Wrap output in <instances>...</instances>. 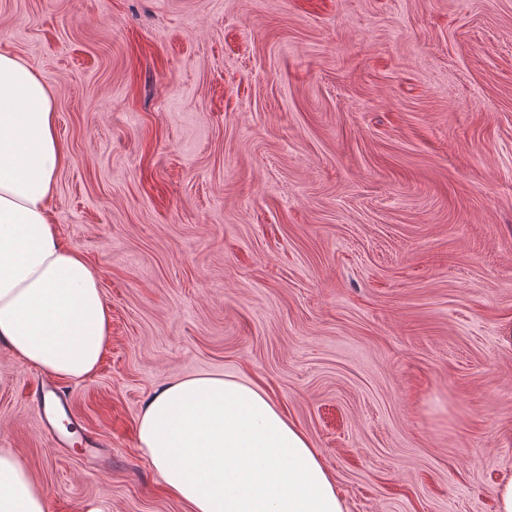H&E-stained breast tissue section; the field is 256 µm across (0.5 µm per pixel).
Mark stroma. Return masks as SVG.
I'll return each mask as SVG.
<instances>
[{
  "label": "stroma",
  "mask_w": 512,
  "mask_h": 512,
  "mask_svg": "<svg viewBox=\"0 0 512 512\" xmlns=\"http://www.w3.org/2000/svg\"><path fill=\"white\" fill-rule=\"evenodd\" d=\"M48 84L49 201L112 314L53 446L0 346V448L46 512H187L137 442L153 393L263 388L345 512H494L512 473V0H0ZM495 512H512V473L504 474L492 488Z\"/></svg>",
  "instance_id": "35a3bbf8"
}]
</instances>
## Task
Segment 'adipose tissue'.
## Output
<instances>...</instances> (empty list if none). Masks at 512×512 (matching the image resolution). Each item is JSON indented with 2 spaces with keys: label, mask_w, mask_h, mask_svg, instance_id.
Returning a JSON list of instances; mask_svg holds the SVG:
<instances>
[{
  "label": "adipose tissue",
  "mask_w": 512,
  "mask_h": 512,
  "mask_svg": "<svg viewBox=\"0 0 512 512\" xmlns=\"http://www.w3.org/2000/svg\"><path fill=\"white\" fill-rule=\"evenodd\" d=\"M66 162L47 84L0 53V345L77 383L97 370L112 324L95 271L50 218ZM137 437L189 512H344L317 448L258 386L212 375L166 385ZM0 512H46L43 489L9 448H0Z\"/></svg>",
  "instance_id": "1"
}]
</instances>
